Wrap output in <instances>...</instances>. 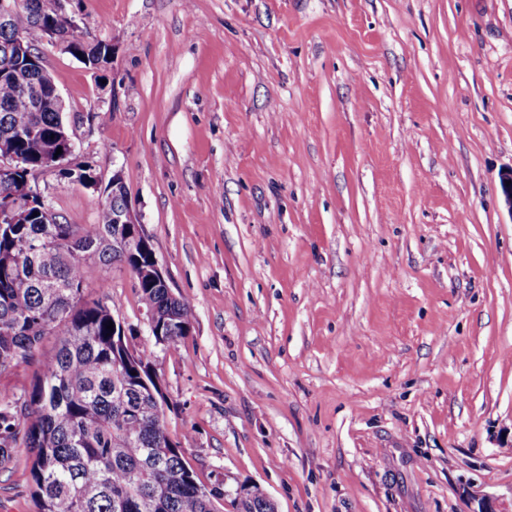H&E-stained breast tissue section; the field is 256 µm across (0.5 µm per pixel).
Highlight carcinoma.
I'll list each match as a JSON object with an SVG mask.
<instances>
[{
	"label": "carcinoma",
	"mask_w": 512,
	"mask_h": 512,
	"mask_svg": "<svg viewBox=\"0 0 512 512\" xmlns=\"http://www.w3.org/2000/svg\"><path fill=\"white\" fill-rule=\"evenodd\" d=\"M13 15L0 26V143L13 146L23 167L0 179V195L60 147L61 116L50 100L34 109L28 91L44 75L14 58L15 37L53 27L69 40L88 68L108 64V44L75 27L58 0H12ZM127 207V189L112 186L94 224L43 221L40 202L25 224L0 229V370L31 363L44 341L54 353L41 362L21 404L0 396V463L18 448L32 454L30 478L35 512H218L221 490L197 483L184 449L167 437L164 412L145 383L151 352L131 356L121 330L109 331L113 310L84 299L90 267L125 266L138 276V292L155 322L153 339L172 346L191 330L192 305L143 274L152 254L131 231L114 223ZM232 512H274L264 491L241 485Z\"/></svg>",
	"instance_id": "cac0c4a2"
}]
</instances>
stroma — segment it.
I'll return each mask as SVG.
<instances>
[{
  "instance_id": "1",
  "label": "stroma",
  "mask_w": 512,
  "mask_h": 512,
  "mask_svg": "<svg viewBox=\"0 0 512 512\" xmlns=\"http://www.w3.org/2000/svg\"><path fill=\"white\" fill-rule=\"evenodd\" d=\"M105 71L30 39L73 164L32 183L95 223L121 173L189 336L124 318L201 485L277 512H512V0H71ZM29 456L0 512H33ZM243 495L235 496L230 500L233 512H274L275 506L267 505L264 491L257 485H240Z\"/></svg>"
}]
</instances>
